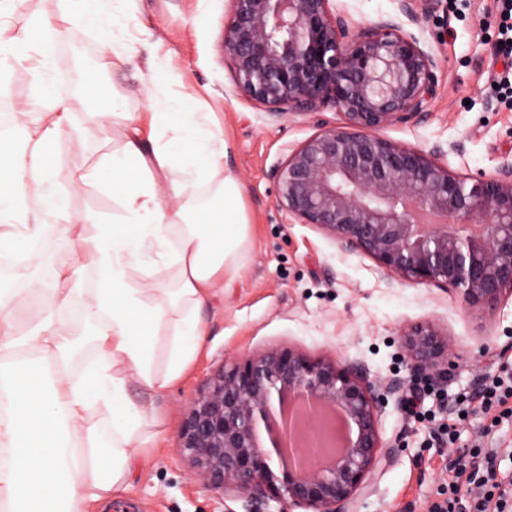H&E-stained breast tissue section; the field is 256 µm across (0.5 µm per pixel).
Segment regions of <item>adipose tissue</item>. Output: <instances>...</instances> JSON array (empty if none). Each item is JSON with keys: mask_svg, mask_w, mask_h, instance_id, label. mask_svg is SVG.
<instances>
[{"mask_svg": "<svg viewBox=\"0 0 512 512\" xmlns=\"http://www.w3.org/2000/svg\"><path fill=\"white\" fill-rule=\"evenodd\" d=\"M59 28L33 20L23 36L0 38V56L36 58L47 110L42 140L68 123L66 100L50 95L51 44ZM123 145L103 164L119 220L96 237L66 223V205L14 117L0 126V221L28 197L59 219L73 248L56 277L78 278V259L97 272L83 320L94 329V352L73 373L77 336L56 321L77 294L70 287L33 282L42 316L26 333L15 331L14 290L0 282V512H85L88 502L122 491L131 465L156 438L152 405L133 401L129 382L166 388L185 373L206 336L201 311L242 267L249 226L241 188L226 172L227 145L189 95L166 99L149 120L125 113ZM174 133L171 148L154 141L160 127ZM43 224H16L0 232V253L22 264L42 259ZM177 272L173 288L149 287L160 268ZM99 420H91V413Z\"/></svg>", "mask_w": 512, "mask_h": 512, "instance_id": "1", "label": "adipose tissue"}]
</instances>
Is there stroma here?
Returning <instances> with one entry per match:
<instances>
[{
	"label": "stroma",
	"instance_id": "obj_1",
	"mask_svg": "<svg viewBox=\"0 0 512 512\" xmlns=\"http://www.w3.org/2000/svg\"><path fill=\"white\" fill-rule=\"evenodd\" d=\"M72 0H17L0 19L5 37L21 34L32 17L56 26ZM228 0H130L120 29L89 17L69 26L54 47L55 81H98V92H64L70 122L49 147L44 163L67 197V217L95 235L118 207L99 165L123 144L122 113H148L155 71L167 94H190L195 109L210 113L228 146L226 170L242 187L250 248L236 276L215 289L203 316L206 342L188 372L170 387L132 398L149 399L163 424L156 447L138 456L126 489L92 504L90 512H278L277 502L252 504L233 490L208 488L178 448L191 402L222 367L290 348L313 359L356 363L369 381L397 383L379 413L391 446L356 512H429L448 490V463L474 446L498 451V473L512 472V418L476 411L455 438L443 428L461 402L472 400L487 376L512 369V297L493 311L466 308L455 292L432 284L391 280L368 255L289 216L277 203L273 171L321 125L341 127L345 117L326 108L307 115L271 114L235 90L224 63L222 33ZM333 13L359 30L397 15L395 0H330ZM500 0H438L432 17L411 25L443 63L436 97L422 120L390 125L381 136L424 151L462 175H493L512 161V106L502 103L494 79L503 70L494 56L500 38ZM133 41L138 53L120 69L108 67L113 39ZM33 60L0 69V122L23 113L29 129L45 122L44 99ZM102 113L93 121L91 113ZM31 270L10 267L17 287L15 328L39 320L38 299L24 287ZM432 323L447 334L459 366L433 384L414 383L401 345L405 331Z\"/></svg>",
	"mask_w": 512,
	"mask_h": 512
}]
</instances>
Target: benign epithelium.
<instances>
[{
  "label": "benign epithelium",
  "instance_id": "benign-epithelium-1",
  "mask_svg": "<svg viewBox=\"0 0 512 512\" xmlns=\"http://www.w3.org/2000/svg\"><path fill=\"white\" fill-rule=\"evenodd\" d=\"M229 2L224 62L236 90L275 114L331 107L346 119L322 126L275 170L288 215L362 250L401 284L449 287L477 309L512 294V163L466 177L439 150L376 134L423 117L436 95L440 62L421 38L392 17L352 33L330 0ZM396 2L411 23L435 9V0ZM402 342L421 380L455 364L448 336L430 323ZM390 392L352 364L273 350L217 375L191 404L179 448L210 488L277 501L280 512H352L383 452L378 407ZM292 399L304 411L291 412ZM324 407L349 425L347 446L335 447ZM283 448L288 463L276 467Z\"/></svg>",
  "mask_w": 512,
  "mask_h": 512
}]
</instances>
